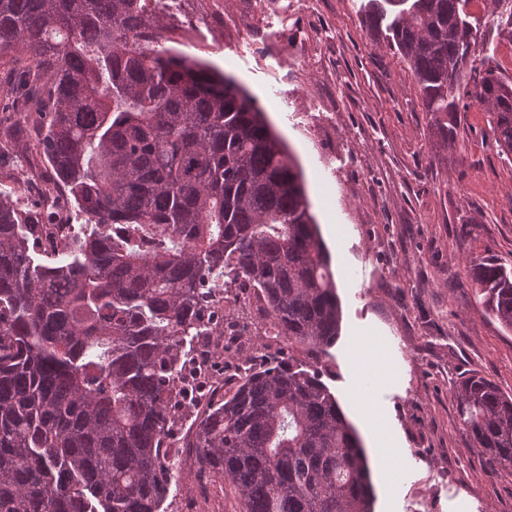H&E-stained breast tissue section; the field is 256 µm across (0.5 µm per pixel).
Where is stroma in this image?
Segmentation results:
<instances>
[{"label": "stroma", "mask_w": 512, "mask_h": 512, "mask_svg": "<svg viewBox=\"0 0 512 512\" xmlns=\"http://www.w3.org/2000/svg\"><path fill=\"white\" fill-rule=\"evenodd\" d=\"M367 2L177 0L161 18L175 51L256 99L303 171L342 309L317 369L362 440L372 512H512V476L474 447L453 398L474 371L512 396V332L466 271L473 258L512 261V161L473 105L459 115L457 149L435 148L408 65L362 23ZM476 17V59L512 80V35L497 15ZM17 154L0 150V189L49 170ZM375 343L383 367L368 392L354 348ZM204 482L209 512H239L220 478L195 470L182 471L168 512Z\"/></svg>", "instance_id": "obj_1"}]
</instances>
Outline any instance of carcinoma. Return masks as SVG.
<instances>
[{
	"mask_svg": "<svg viewBox=\"0 0 512 512\" xmlns=\"http://www.w3.org/2000/svg\"><path fill=\"white\" fill-rule=\"evenodd\" d=\"M366 26L415 78L430 132L457 140L487 103L512 154V83L473 60L471 0H370ZM146 0H0V60L38 98L0 140L51 166L92 231L39 257L41 213L0 191V512H161L178 482L186 366L254 290L280 340L319 357L340 332L331 258L295 157L231 77L164 46ZM512 331V263L473 259ZM489 466L512 475V396L473 373L454 392ZM184 446L240 512H371L361 440L307 362L243 366Z\"/></svg>",
	"mask_w": 512,
	"mask_h": 512,
	"instance_id": "carcinoma-1",
	"label": "carcinoma"
}]
</instances>
